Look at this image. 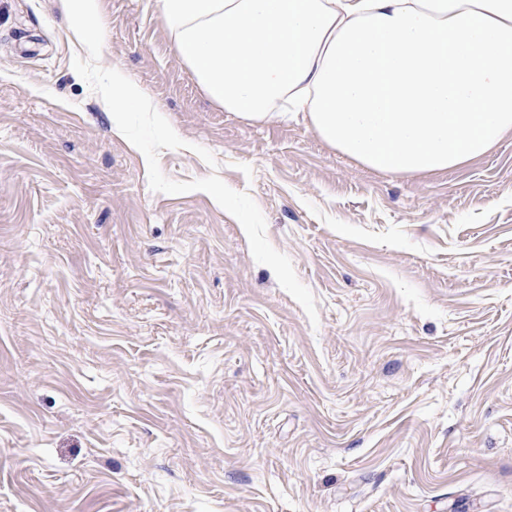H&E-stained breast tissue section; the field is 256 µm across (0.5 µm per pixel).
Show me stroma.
I'll use <instances>...</instances> for the list:
<instances>
[{
    "mask_svg": "<svg viewBox=\"0 0 512 512\" xmlns=\"http://www.w3.org/2000/svg\"><path fill=\"white\" fill-rule=\"evenodd\" d=\"M98 11L190 143L162 172L248 193L318 320L210 195L150 189L62 0H0V512H512V136L385 176L224 111L159 0Z\"/></svg>",
    "mask_w": 512,
    "mask_h": 512,
    "instance_id": "stroma-1",
    "label": "stroma"
}]
</instances>
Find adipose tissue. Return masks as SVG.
Here are the masks:
<instances>
[{
    "mask_svg": "<svg viewBox=\"0 0 512 512\" xmlns=\"http://www.w3.org/2000/svg\"><path fill=\"white\" fill-rule=\"evenodd\" d=\"M225 111L279 101L374 171L456 169L512 133V0H160Z\"/></svg>",
    "mask_w": 512,
    "mask_h": 512,
    "instance_id": "obj_1",
    "label": "adipose tissue"
}]
</instances>
